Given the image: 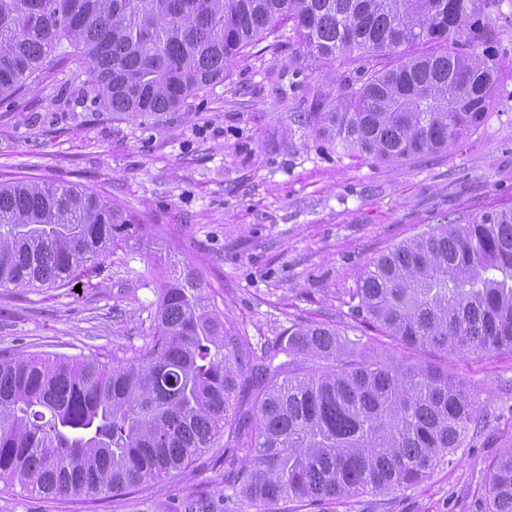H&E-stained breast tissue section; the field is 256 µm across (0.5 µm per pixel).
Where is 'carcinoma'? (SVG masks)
I'll return each mask as SVG.
<instances>
[{
	"instance_id": "1",
	"label": "carcinoma",
	"mask_w": 512,
	"mask_h": 512,
	"mask_svg": "<svg viewBox=\"0 0 512 512\" xmlns=\"http://www.w3.org/2000/svg\"><path fill=\"white\" fill-rule=\"evenodd\" d=\"M500 0H0V100L54 87L68 65L104 112L178 110L273 38L325 69L297 113L325 144L387 163L460 145L486 120L509 31ZM292 23L288 33L281 32ZM67 42L73 53L57 56ZM352 65L333 75L336 61ZM145 235L122 204L35 178L0 183V288H65ZM161 271L155 331L127 361L0 356V479L46 495L124 496L221 439L242 512H300L426 479L478 424V391L441 366L370 354L329 323H294L252 370L256 423L232 397L252 348L201 294ZM347 296L355 320L408 348L512 349V208L462 211L388 249ZM285 360L274 363L279 355ZM478 512H512V446Z\"/></svg>"
}]
</instances>
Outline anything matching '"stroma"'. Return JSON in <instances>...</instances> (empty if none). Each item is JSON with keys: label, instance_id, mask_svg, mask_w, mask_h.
<instances>
[{"label": "stroma", "instance_id": "35a3bbf8", "mask_svg": "<svg viewBox=\"0 0 512 512\" xmlns=\"http://www.w3.org/2000/svg\"><path fill=\"white\" fill-rule=\"evenodd\" d=\"M486 124L462 145L401 164L331 148L298 122L322 78L290 49L236 59L222 84L179 110L134 117L97 111L74 90H32L0 103V182L34 176L124 204L153 244H121L78 288H0V355L132 357L154 328L166 255L202 272L204 294L256 352L293 321L354 327L390 361L447 366L488 415L421 483L321 512H475L490 463L512 445V350H412L349 317L346 291L382 250L463 211L512 208V50ZM234 461L209 448L146 493L43 495L0 482V512H240L224 485Z\"/></svg>", "mask_w": 512, "mask_h": 512}]
</instances>
